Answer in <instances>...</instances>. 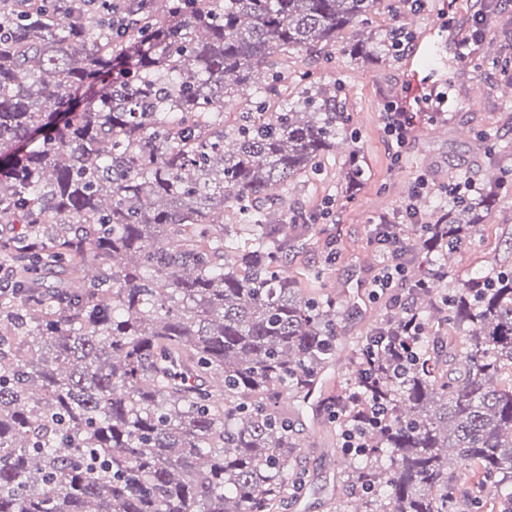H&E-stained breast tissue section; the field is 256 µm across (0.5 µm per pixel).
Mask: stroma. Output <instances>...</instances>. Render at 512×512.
I'll list each match as a JSON object with an SVG mask.
<instances>
[{
	"mask_svg": "<svg viewBox=\"0 0 512 512\" xmlns=\"http://www.w3.org/2000/svg\"><path fill=\"white\" fill-rule=\"evenodd\" d=\"M471 0H428L418 13L373 15L375 30L407 25L413 46L402 57L374 56L354 59L341 51L353 39L344 31L339 45L325 60L313 61L309 53L290 55L289 82L311 72L321 84L336 85L341 96L338 111L350 117V136L342 149L324 160L320 175L300 179L288 196L292 210L311 219L310 240L304 252L288 262L290 274L300 280L307 295L340 297L336 316L335 351L322 375L330 393L347 388L350 359L357 343L386 317L383 303L369 297L370 285L384 265V253L371 242L373 216L399 210L414 183L427 179L430 191L420 204V219L448 203V186L471 180L484 187L498 182L499 200L485 213L475 236L458 247L449 263V280L462 282L493 267L512 266V156L491 159L477 135L512 144V70L475 69L457 63L448 43L445 22L465 24ZM484 44L489 51L512 58V8L489 5L484 18ZM445 92V118L432 121L420 109L416 131L393 161L381 112L390 101L422 99L431 86ZM359 153L364 174L357 185L346 182L350 153ZM303 439L302 465L307 483L288 512H348L353 495L343 481L336 430L326 421L319 397L310 398L296 418Z\"/></svg>",
	"mask_w": 512,
	"mask_h": 512,
	"instance_id": "35a3bbf8",
	"label": "stroma"
}]
</instances>
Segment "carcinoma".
<instances>
[{"label":"carcinoma","mask_w":512,"mask_h":512,"mask_svg":"<svg viewBox=\"0 0 512 512\" xmlns=\"http://www.w3.org/2000/svg\"><path fill=\"white\" fill-rule=\"evenodd\" d=\"M407 2L0 0V512H282L288 402L336 320L288 274L306 224L282 195L348 117L278 65L348 27L363 58ZM494 202L408 228L422 340L399 377L376 352L389 417L346 468L355 512H512V268L434 287Z\"/></svg>","instance_id":"1"}]
</instances>
